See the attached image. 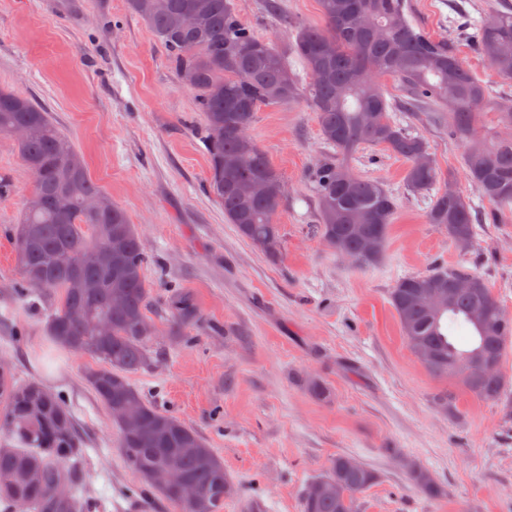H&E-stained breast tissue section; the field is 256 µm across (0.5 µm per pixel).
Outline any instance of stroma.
<instances>
[{
	"mask_svg": "<svg viewBox=\"0 0 512 512\" xmlns=\"http://www.w3.org/2000/svg\"><path fill=\"white\" fill-rule=\"evenodd\" d=\"M243 23L289 50L295 24L318 26V0H233ZM425 33L450 44L487 86L491 104L512 102L502 79L461 28L503 0H405ZM0 87L28 96L83 155L89 177L141 231L158 333L147 369L130 383L195 429L224 464L234 492L220 512H301L307 485L339 455L369 464L378 482L357 496V512H512V416L433 376L411 352L389 301L397 280L437 264L481 275L512 316V213L476 227L469 249L426 223V196L409 190L408 163L363 145L346 162L398 198L381 260L359 268L316 231L312 173L333 149L306 100L264 105L250 134L285 184L276 213L281 256L268 259L240 238L208 187L209 159L197 96L168 52L126 0H0ZM423 135L473 212L490 203L467 181L462 149L445 122L395 113ZM34 178L12 138L0 135V366L19 382L61 392L86 450L87 496L104 512H175L140 488L120 451L109 410L86 381L98 363L57 345L46 317L56 290L18 302L12 239ZM194 297L193 343L169 336V286ZM322 381L317 399L306 379ZM447 391L452 411L433 396ZM417 463L441 488L431 497L408 469Z\"/></svg>",
	"mask_w": 512,
	"mask_h": 512,
	"instance_id": "1",
	"label": "stroma"
}]
</instances>
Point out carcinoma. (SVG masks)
Here are the masks:
<instances>
[{
    "mask_svg": "<svg viewBox=\"0 0 512 512\" xmlns=\"http://www.w3.org/2000/svg\"><path fill=\"white\" fill-rule=\"evenodd\" d=\"M155 0H126L129 12L152 32L168 51L177 73L190 71L191 86L199 99L209 155V190L224 208L225 220L238 235L276 260L281 250L270 251L266 242L279 237L272 217L284 202L281 175L255 140L241 137L239 128L252 127L262 105L288 104L306 98L316 112L322 139L336 149L315 171L317 231L334 250L357 256L356 265L375 264L386 247L390 225L398 210L397 197L379 181L355 173L344 157L362 144L380 146L408 162L406 184L417 194L441 183L426 211V221L437 224L454 243L470 245L475 237L470 204L461 191L448 194L454 181L435 161L421 167L418 159L429 153L426 140L401 126L391 116L394 102L387 100L380 83L392 77L409 97L411 108L448 113V134L463 149L466 177L473 188L494 206L486 218L494 222L512 207V139L496 144L477 137L476 121L489 104L487 88L448 46L415 28L405 15L404 0H319L324 25L296 26L291 55L304 67L303 84L288 62V54L271 41L256 36L239 19L232 0H167L159 11ZM192 12L198 24L173 27L171 17ZM474 35L480 53L504 78H512V9L482 13ZM333 44L322 55L320 47ZM16 128L25 135L14 139L24 166L35 179L14 243L22 279L16 296H31L27 278L36 276L45 288L59 291V301L47 317V332L64 348L96 359L100 366L86 380L108 408L132 407L144 421L140 433H121V451L136 471L144 490H153L176 506L177 512H219L228 478L224 463L201 436L168 411L149 402L129 381L128 374L149 367L150 338L157 328L149 316L150 289L144 278L146 257L141 234L126 211L112 204L109 211L92 215L86 203L105 192L89 177L74 144L32 99L0 88V134ZM261 179L269 184L261 198H246L236 189L239 181ZM68 194V208L60 210L56 197ZM379 238L380 248L362 253L361 237ZM117 250L118 261L108 267L83 261L90 248ZM94 280L99 288L84 293L70 286L73 277ZM466 277L472 288L454 295L448 309L432 314L420 307L417 295L429 288H447ZM119 292L124 306L112 307ZM403 336L412 348L425 346L433 359L424 363L436 377L448 378L473 397L498 403L507 397L508 384L501 365L512 341V319L479 275L462 267L438 266L418 276L398 280L389 293ZM483 306L484 316L473 321L470 312ZM171 312L169 334L188 339L199 321V309L190 292L174 288L167 297ZM463 320L472 330V345L460 349L443 327L446 317ZM106 319L112 334L101 336L92 323ZM7 435L0 442V512H15L16 498L30 502L28 512H100L103 503L79 496L87 482L84 449L75 420L63 397L35 382L14 384L0 373V425ZM348 457L334 458L315 482L338 483L341 497L317 494L306 488L302 512H355V495L379 480L372 467H352ZM175 463L194 484L199 499L181 500L177 488L159 489L153 471ZM68 467L71 480L63 484L59 469ZM35 472L38 480L28 481ZM415 484L430 496L441 489L412 467Z\"/></svg>",
    "mask_w": 512,
    "mask_h": 512,
    "instance_id": "obj_1",
    "label": "carcinoma"
}]
</instances>
